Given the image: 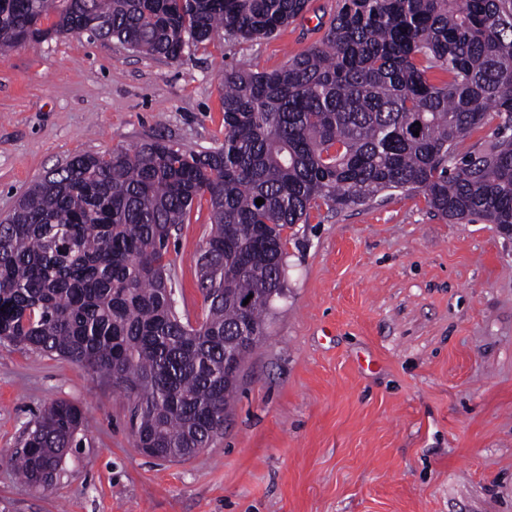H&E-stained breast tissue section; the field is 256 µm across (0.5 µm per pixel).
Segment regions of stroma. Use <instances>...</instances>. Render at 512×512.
<instances>
[{
    "label": "stroma",
    "instance_id": "obj_1",
    "mask_svg": "<svg viewBox=\"0 0 512 512\" xmlns=\"http://www.w3.org/2000/svg\"><path fill=\"white\" fill-rule=\"evenodd\" d=\"M337 0L268 39L225 34L175 60L86 34L0 57V219L78 154L224 141L225 70L271 71L320 45ZM208 196L174 232L178 311L202 318ZM287 296L246 360L224 432L182 461L137 446L133 402L65 359L0 343V512H512V230L452 223L422 192L283 233ZM56 400L85 417L60 477L9 457Z\"/></svg>",
    "mask_w": 512,
    "mask_h": 512
}]
</instances>
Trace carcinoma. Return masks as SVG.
Returning a JSON list of instances; mask_svg holds the SVG:
<instances>
[{"instance_id": "cac0c4a2", "label": "carcinoma", "mask_w": 512, "mask_h": 512, "mask_svg": "<svg viewBox=\"0 0 512 512\" xmlns=\"http://www.w3.org/2000/svg\"><path fill=\"white\" fill-rule=\"evenodd\" d=\"M308 2L0 0V54L89 31L176 59L219 32L270 38ZM222 91L220 146L152 140L75 156L0 221V342L111 379L133 398L138 447L170 461L223 433L238 382L224 352L241 365L265 339L286 294L282 231L312 208L421 191L449 221L512 224V0H340L321 46L271 72L226 70ZM490 117L493 139L460 152ZM204 194L207 313L194 327L165 259ZM83 422L78 407L52 403L12 454L17 473L50 486Z\"/></svg>"}]
</instances>
